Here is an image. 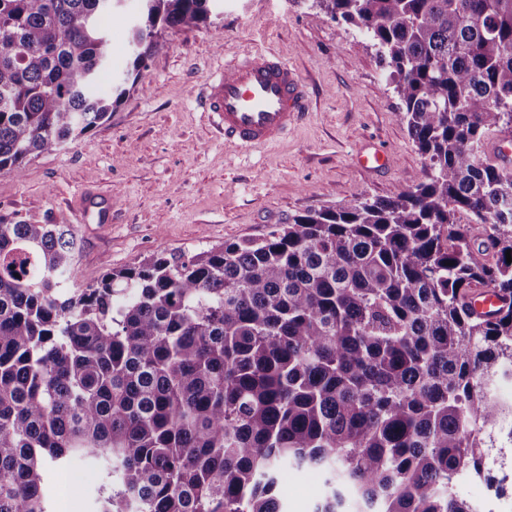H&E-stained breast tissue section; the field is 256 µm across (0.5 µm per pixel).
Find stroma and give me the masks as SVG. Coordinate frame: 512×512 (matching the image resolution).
I'll use <instances>...</instances> for the list:
<instances>
[{
    "label": "stroma",
    "instance_id": "35a3bbf8",
    "mask_svg": "<svg viewBox=\"0 0 512 512\" xmlns=\"http://www.w3.org/2000/svg\"><path fill=\"white\" fill-rule=\"evenodd\" d=\"M162 41L105 123L32 156L21 175L0 172V217L74 230L78 285L162 251L257 238L359 195L394 198L425 180L376 47L305 0H224L206 23L166 30ZM253 48L295 65L312 103L280 145L241 152L225 146L198 100L213 67ZM363 148L384 150L386 167L358 168ZM87 191L107 194L111 223L81 220ZM104 477L94 459L65 472L47 466L51 512H97ZM283 485L287 512H313L327 493L311 470H284Z\"/></svg>",
    "mask_w": 512,
    "mask_h": 512
}]
</instances>
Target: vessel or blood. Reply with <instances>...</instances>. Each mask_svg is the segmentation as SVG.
<instances>
[{
	"instance_id": "obj_1",
	"label": "vessel or blood",
	"mask_w": 512,
	"mask_h": 512,
	"mask_svg": "<svg viewBox=\"0 0 512 512\" xmlns=\"http://www.w3.org/2000/svg\"><path fill=\"white\" fill-rule=\"evenodd\" d=\"M310 100L307 83L286 58L250 50L209 73L200 106L225 145L249 150L279 144L306 116Z\"/></svg>"
}]
</instances>
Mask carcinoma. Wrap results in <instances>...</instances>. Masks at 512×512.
Segmentation results:
<instances>
[{"label":"carcinoma","mask_w":512,"mask_h":512,"mask_svg":"<svg viewBox=\"0 0 512 512\" xmlns=\"http://www.w3.org/2000/svg\"><path fill=\"white\" fill-rule=\"evenodd\" d=\"M0 0V171L91 132L168 28L215 0ZM377 47L426 180L259 238L73 284L65 224L0 218V512H49L47 465L116 476L98 512H285L277 467L326 474L315 512H471L512 374V0H310ZM479 286L503 302L480 316Z\"/></svg>","instance_id":"carcinoma-1"}]
</instances>
